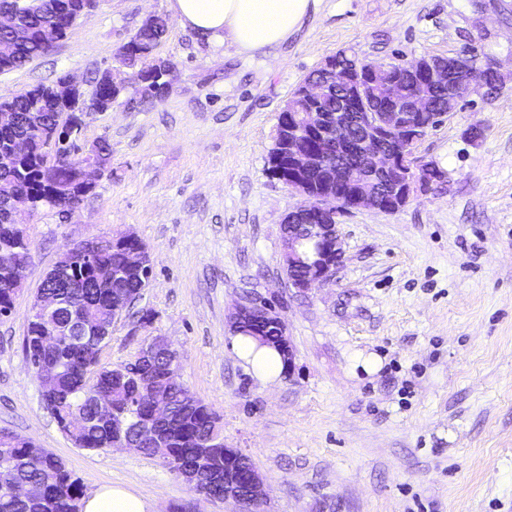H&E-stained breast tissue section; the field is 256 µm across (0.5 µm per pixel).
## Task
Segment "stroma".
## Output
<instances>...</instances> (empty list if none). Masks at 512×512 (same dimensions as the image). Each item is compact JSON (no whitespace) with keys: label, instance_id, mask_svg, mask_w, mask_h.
<instances>
[{"label":"stroma","instance_id":"35a3bbf8","mask_svg":"<svg viewBox=\"0 0 512 512\" xmlns=\"http://www.w3.org/2000/svg\"><path fill=\"white\" fill-rule=\"evenodd\" d=\"M151 14L169 19L156 50L174 65L166 92L145 103L131 86L85 115L78 143L107 138L108 171L71 216L45 206L26 220L32 264L0 321V429L54 453L84 495L122 484L156 512H236L161 459L75 447L23 352L59 255L131 232L153 275L113 324L101 362L124 363L165 337L180 381L262 475L268 512H512V0H321L288 41L253 54L184 27L169 0H99L47 55L0 74V97L66 76L89 98L103 70L129 78L116 53ZM469 44L507 80L493 98L467 97L415 145L445 181L394 214H337L334 279L290 288L282 221L302 198L271 174L269 153L294 89L341 49L402 63ZM250 295L273 301L294 350L272 386L231 348L230 317Z\"/></svg>","mask_w":512,"mask_h":512}]
</instances>
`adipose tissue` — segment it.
Wrapping results in <instances>:
<instances>
[{"label": "adipose tissue", "instance_id": "adipose-tissue-1", "mask_svg": "<svg viewBox=\"0 0 512 512\" xmlns=\"http://www.w3.org/2000/svg\"><path fill=\"white\" fill-rule=\"evenodd\" d=\"M321 0H170L179 21L215 40H228L245 54L278 45L302 25ZM232 350L262 383L279 380L286 368L282 354L259 344L252 336L237 333ZM81 512H154L137 491L106 485L82 499Z\"/></svg>", "mask_w": 512, "mask_h": 512}]
</instances>
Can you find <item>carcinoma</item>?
<instances>
[{
  "label": "carcinoma",
  "instance_id": "carcinoma-1",
  "mask_svg": "<svg viewBox=\"0 0 512 512\" xmlns=\"http://www.w3.org/2000/svg\"><path fill=\"white\" fill-rule=\"evenodd\" d=\"M81 5L82 0H30L22 9L18 30L0 32V73L21 69L48 53L50 47L43 39L44 27L54 25L60 37H65L73 21L82 15ZM167 28L163 19L140 26L124 46L123 63L133 71L148 73L153 51ZM464 52L471 54L472 64L456 73L455 81L479 77L492 84V70L483 61V55L473 47ZM398 77L402 98L425 96L433 112L448 113L457 108L458 102L448 97V89L432 88L423 73L402 68ZM304 82L322 84L323 111L341 109L336 86L329 83L323 68L312 71ZM53 88L52 84H39L10 100L0 101V112H13L16 118L14 126L0 127V312L13 307L15 277L26 272L32 263V251L17 245L14 227L7 223L4 204L10 200H31L38 206L64 207L73 201L82 202L93 191L79 180L82 163L79 156L48 173L41 169L43 135L57 128L60 122L61 111L53 102ZM21 135L28 142V154L22 161L28 167V174L23 178L15 173L13 163L3 161L8 143ZM143 247L145 244L137 238L126 242L101 239L92 261H74L70 277L45 279L41 291L59 299L62 310L74 311L84 329L95 332L111 312L117 300L116 292L134 294L144 281L143 274L125 267L126 252ZM39 329L36 318H29L23 350L29 363L43 365L53 372L57 397H45L43 402L71 440L81 448H107L118 433L124 447L138 448L172 468L194 464L200 450L205 448L209 450V470L216 475L212 491L224 492V436L218 417L204 402L187 396L189 390L182 383L167 378L166 369L176 351L158 349L141 367L153 389L165 394L172 404L171 418L158 426L156 436L146 438L141 435L139 424L148 415L147 407L133 383L112 378L111 368L100 364L93 337L64 336L56 349L41 353L34 338ZM98 394L106 395L112 402L108 420L96 408ZM22 483L39 485L40 495L11 496L9 488ZM82 494L81 486L72 479L63 462L47 449L13 432L0 438V512H73Z\"/></svg>",
  "mask_w": 512,
  "mask_h": 512
}]
</instances>
